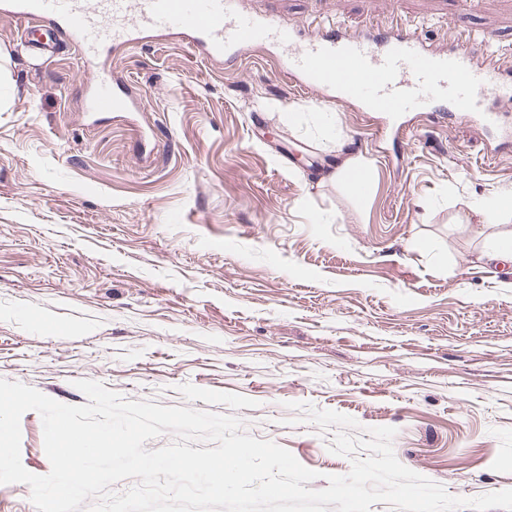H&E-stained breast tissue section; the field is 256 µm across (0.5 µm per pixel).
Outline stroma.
<instances>
[{
  "instance_id": "35a3bbf8",
  "label": "stroma",
  "mask_w": 512,
  "mask_h": 512,
  "mask_svg": "<svg viewBox=\"0 0 512 512\" xmlns=\"http://www.w3.org/2000/svg\"><path fill=\"white\" fill-rule=\"evenodd\" d=\"M342 31L398 13L432 43L487 32L512 85V0H250ZM80 50L46 60L0 17V378L69 405L81 379L126 400L236 415L319 472L332 433L290 403L396 428L393 448L455 496L512 489V113L481 129L398 118L290 84L272 54H195L169 35L109 56L133 112L82 117ZM371 184L336 177L346 159ZM21 461L50 463L40 415Z\"/></svg>"
}]
</instances>
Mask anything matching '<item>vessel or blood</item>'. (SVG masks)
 Here are the masks:
<instances>
[{"label": "vessel or blood", "instance_id": "vessel-or-blood-1", "mask_svg": "<svg viewBox=\"0 0 512 512\" xmlns=\"http://www.w3.org/2000/svg\"><path fill=\"white\" fill-rule=\"evenodd\" d=\"M0 15L26 23L35 53L48 51L60 36L83 49L82 71L91 77L88 113L136 109L131 85L99 60L165 32L214 60L277 50L282 72L301 87L361 102L369 112H424L445 101L462 118L490 125L512 107L501 93L488 40L459 35L450 49L434 48L400 22L380 40L367 30L333 36L257 12L247 0H0Z\"/></svg>", "mask_w": 512, "mask_h": 512}]
</instances>
